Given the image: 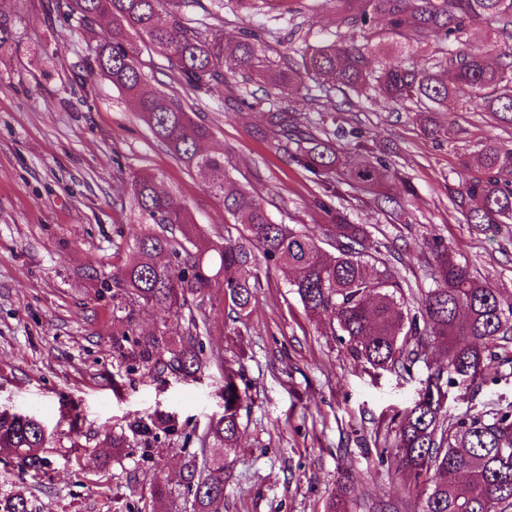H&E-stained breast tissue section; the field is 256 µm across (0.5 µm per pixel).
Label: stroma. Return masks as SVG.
<instances>
[{
  "instance_id": "1",
  "label": "stroma",
  "mask_w": 512,
  "mask_h": 512,
  "mask_svg": "<svg viewBox=\"0 0 512 512\" xmlns=\"http://www.w3.org/2000/svg\"><path fill=\"white\" fill-rule=\"evenodd\" d=\"M46 3L0 0V11L17 17L16 43L0 55V410L42 422L49 461L38 478L24 480L13 456L0 452V498L23 488L32 512H114L115 499L146 494L151 476L178 482L181 442L162 447L150 474L139 457L117 466L89 450L129 420L159 411L203 434L224 412V364L239 359L249 400L223 512H324L340 488L350 512H380L390 500L400 512H416L403 472L379 453L394 447L400 418L428 376L445 373L442 352H430L409 374L373 370L310 321L286 275L273 270L261 274L243 321L227 318L223 289L205 296L199 332L209 363L200 380L145 378L113 357L107 283L125 263L139 222L132 176L152 174L162 192L187 205L202 229L200 245L234 234V221L206 176L179 161L132 102L85 67L102 24L46 17ZM222 15L225 49L255 32L262 55L280 70L324 40L367 49L376 66L397 56L384 22L341 25L334 0H224ZM136 48L151 87L178 96L211 128L202 150L223 153L229 174L266 200L276 222L319 239L331 230L315 204L320 182L291 160L299 138L284 142L272 133L271 113L290 112L301 128L332 133L348 162L384 161L387 174L372 185L331 170L339 190L333 204L364 225L368 249L385 245L402 258L408 305L433 285L436 241L512 301V223L482 230L448 194L461 182L463 148L486 138L512 141V125L474 111L465 92L440 111L423 112L376 95L348 99L328 83L283 95L241 72L193 90L158 50L141 42ZM448 127L454 142L430 134ZM384 194L401 198V208L381 205ZM500 354L502 364L486 381L442 387V414L512 410V343ZM73 412L76 434L69 431Z\"/></svg>"
}]
</instances>
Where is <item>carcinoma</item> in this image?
<instances>
[{
    "instance_id": "obj_1",
    "label": "carcinoma",
    "mask_w": 512,
    "mask_h": 512,
    "mask_svg": "<svg viewBox=\"0 0 512 512\" xmlns=\"http://www.w3.org/2000/svg\"><path fill=\"white\" fill-rule=\"evenodd\" d=\"M200 0H69L64 14L78 13L91 26L104 18L112 25L87 58L91 71L107 77L136 104L137 112L157 140L185 165L210 174L208 189L222 197L224 209L238 226V237L202 248L186 205L161 193L151 174L131 181L142 221L124 265L112 274V354L130 369L158 378L165 374L194 381L203 373L199 322L191 301L211 288L224 289V310L235 321L246 319L260 288V266L292 274L289 288L304 310L338 337L355 360L378 370L411 372L436 348L447 358L448 384L468 376L470 381L491 375L501 360L497 349L512 341V302L477 280L469 267L447 246L437 245L431 278L434 286L418 296L416 311L406 305L392 255L367 251V231L351 224L339 210L331 212L332 245L288 224H277L262 199L242 188L226 172L224 155L199 151L198 143L212 135L205 123L187 112L181 101L149 87L139 54L131 47L138 35L160 50L179 80L194 89L224 83V0H211L217 11L205 30L189 25L181 15L187 3ZM338 21L365 24L373 16L387 17L390 34L400 52L444 45L448 73L443 78L430 67L402 61L379 68L369 53L336 40L307 47L294 75L275 74L260 58L254 38L244 34L236 44L235 65L269 75L273 85L288 93L290 81H330L343 95L374 92L387 101L419 104L435 112L459 89L484 112L502 115L512 124V47L499 52L494 65L485 51H467L469 28L492 20L487 48L512 41V0H336ZM16 19L0 12V53L12 47ZM271 124L283 137L297 129L286 112L271 114ZM310 147L291 155L297 166L319 177L341 159L331 143L313 133ZM467 173L457 189V206L468 223L490 226L512 220V144L486 138L464 152ZM355 182L371 184L378 175L367 160L345 166ZM159 309L168 314L157 332L139 333L141 314ZM187 320L174 336L170 323ZM240 370H224V415L211 422L199 438L200 452H186L180 488L157 477L149 484L150 502L127 512H148L149 504H166L179 512L178 501L190 512H220L224 504L226 470L240 449L239 411L247 391L237 381ZM431 382L422 398L400 422L396 458L407 479L418 489L417 512H512V411H497L468 419L440 415ZM190 436L175 417L157 412L136 418L127 427L105 436L99 447L112 450L119 461L139 456L155 460L161 439ZM45 428L30 416L0 413V450L17 459L24 473L45 466ZM25 489L0 502V512H29Z\"/></svg>"
}]
</instances>
